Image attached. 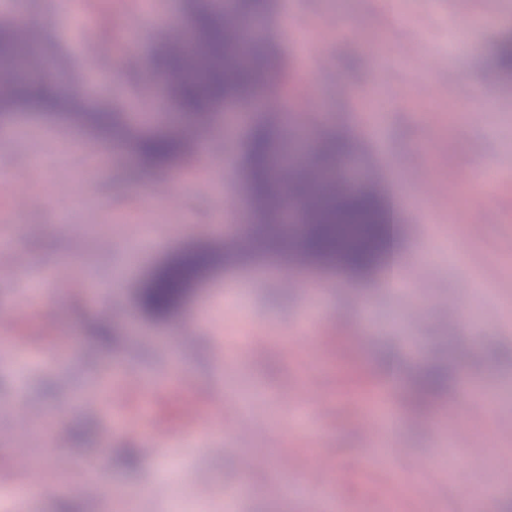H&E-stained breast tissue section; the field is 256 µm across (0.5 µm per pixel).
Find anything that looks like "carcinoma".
I'll list each match as a JSON object with an SVG mask.
<instances>
[{
	"label": "carcinoma",
	"mask_w": 512,
	"mask_h": 512,
	"mask_svg": "<svg viewBox=\"0 0 512 512\" xmlns=\"http://www.w3.org/2000/svg\"><path fill=\"white\" fill-rule=\"evenodd\" d=\"M190 36L164 42L155 59L164 92L183 120L207 127L226 104L248 105L259 90L261 73L270 64L265 52L267 0H188ZM24 25L17 15H0V70L14 72L0 84V117L18 111H39L68 117L80 115L105 136L129 141L141 169L162 172L179 163L191 149L181 128L153 130L127 137L122 113L90 104L80 91L62 92L41 75L24 76L18 47ZM500 65L512 71V34L497 46ZM281 120L288 121V110ZM279 120V121H281ZM279 121L256 119L245 142L242 175L251 222L243 252L225 255L241 262L253 252L282 255L324 267H337L358 278L369 276L397 246V227L384 198L363 179L342 170L350 144L328 135L312 144L310 154L285 161ZM302 212L299 226L285 223L289 211ZM207 248L169 257L138 291L140 307L151 318L165 321L184 303L191 287L208 273ZM448 369L432 364L412 380L422 395L444 390Z\"/></svg>",
	"instance_id": "1"
}]
</instances>
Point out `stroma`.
<instances>
[{
  "label": "stroma",
  "mask_w": 512,
  "mask_h": 512,
  "mask_svg": "<svg viewBox=\"0 0 512 512\" xmlns=\"http://www.w3.org/2000/svg\"><path fill=\"white\" fill-rule=\"evenodd\" d=\"M23 2L26 27L101 105L132 113L148 87L174 116L151 60L158 35L185 30L184 0H155L149 20L130 0H69L64 11ZM470 20L478 28L466 30ZM269 24L263 88L296 105L316 98L313 130L353 143L392 202L410 295L387 267L354 279L288 266L284 289L254 261L217 267L174 319L153 321L137 305L141 282L174 252L223 244L225 225L250 211L246 130L232 125L245 106L225 105L200 133L206 153L157 175L56 116L0 119L29 132L0 141L11 175L0 226L23 258L0 271V337L22 342L0 359L8 512H318L321 492L306 480L327 447L359 512H382L399 484L400 512H512V72L495 56L512 0H275ZM90 41L110 42L112 57L87 61ZM43 128L84 147L65 164H34ZM69 270L76 279L63 280ZM38 289L52 296L56 332L40 307L15 312ZM99 293L118 309L106 347L93 340ZM440 357L455 380L419 407L411 381ZM148 373L159 378L151 393L123 382ZM381 377L394 383L396 421L376 438L361 429L359 396ZM465 388L498 400L458 409ZM290 395L321 405L290 411ZM392 446L403 451L394 468L368 467ZM473 447L495 476L481 498L473 466L444 467L449 449ZM33 477L49 495L13 497ZM293 477L302 487L279 493Z\"/></svg>",
  "instance_id": "stroma-1"
}]
</instances>
